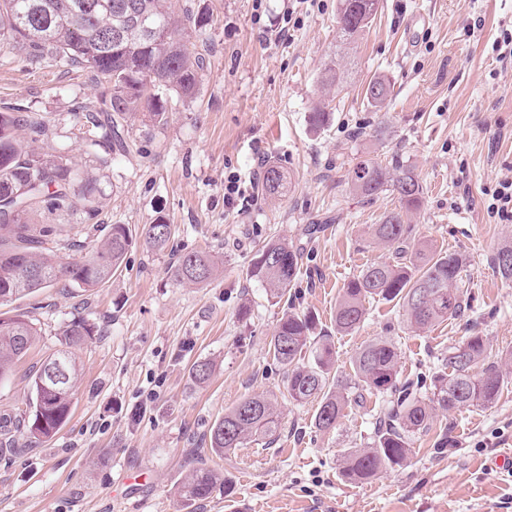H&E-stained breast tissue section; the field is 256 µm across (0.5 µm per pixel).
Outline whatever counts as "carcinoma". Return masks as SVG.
Returning <instances> with one entry per match:
<instances>
[{"label": "carcinoma", "mask_w": 512, "mask_h": 512, "mask_svg": "<svg viewBox=\"0 0 512 512\" xmlns=\"http://www.w3.org/2000/svg\"><path fill=\"white\" fill-rule=\"evenodd\" d=\"M84 2L0 0V45L25 51L34 65L88 70L99 83V112L104 119L88 116L80 139L88 148L106 141L112 143V151H123V132L132 118L141 114L144 126L161 128L169 121L172 97H195L206 59L188 49L184 34L191 27H207L210 16L194 11L183 0H95L98 7L93 12L81 10ZM379 6L380 0H339L336 54L362 37ZM344 79L345 71L335 59L319 75L324 89ZM389 94L386 80L369 81L366 98L370 104L382 103ZM20 125L16 113L0 112V199L8 197L16 185L29 186L25 197L13 203V212L0 211V229L15 231V242L0 243V306L52 288L62 279L86 290L97 288L121 268L133 244L129 227L114 224L89 256L62 265L38 237L27 233L29 216L45 209L65 211L77 197L88 215L98 214L102 189L95 177H82L68 163L34 152L29 141L18 137ZM348 184L354 194L370 200L392 195L398 208L371 229V243L394 248L392 260L372 263L344 284L336 303V331L348 334L359 329L366 319V304L376 299L396 302L404 321L415 329L462 316L470 306L466 258L458 252L437 253L425 242L411 241L410 220L423 199V187L413 168L397 159L386 163L365 155L348 171ZM261 189L272 198L286 195L288 181L281 167L271 161L266 164ZM171 235L172 226L161 219L142 228L145 243L153 248H163ZM301 259L300 252L287 242L270 240L256 251L250 274L268 288L271 297L282 298L300 274ZM493 264L503 279L512 281L511 244L498 249ZM217 266V257L190 252L176 259L172 274L181 283L199 285L212 279ZM315 328L312 314L288 311L275 327L269 350L286 369L284 389L289 401L318 402L314 422L320 431L335 429L348 405L362 406L372 396L381 398L375 407L372 441L343 454L345 477L358 483L407 465L412 437L428 430L438 412L493 404L504 383V366L512 362L510 355L500 364H484V338L467 336L442 356L431 392L423 397L421 381L400 380L396 345L374 339L350 358V380L332 384L336 351L328 337L314 334ZM92 334L93 327L83 318L64 324L60 349L31 376L29 412L18 420L15 431L29 439L48 438L66 423L79 377L74 348ZM36 336L31 321L0 316V382L8 379ZM307 351L312 361L306 363L302 354ZM58 364L63 380L40 386L48 368ZM211 373L207 360L191 366L197 384L207 382ZM280 427L278 404L264 395H250L212 425L209 448L224 454L253 437L273 438ZM221 487L229 489L224 474L203 463L179 495L187 502H202Z\"/></svg>", "instance_id": "obj_1"}]
</instances>
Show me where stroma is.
Masks as SVG:
<instances>
[{"instance_id": "obj_1", "label": "stroma", "mask_w": 512, "mask_h": 512, "mask_svg": "<svg viewBox=\"0 0 512 512\" xmlns=\"http://www.w3.org/2000/svg\"><path fill=\"white\" fill-rule=\"evenodd\" d=\"M192 3L211 17L205 30L185 34L207 63L195 99L174 104L168 124L155 130L131 119L128 153L105 167L72 135L81 107L96 97L91 73L31 65L0 46V111L42 119L47 134L37 151L93 173L103 192L96 217L78 200L36 217V233L57 260L89 255L114 224L137 232L160 217L174 229L160 250L136 241L99 288L61 283L0 309L38 331L0 383V422L25 412L29 375L59 349L67 320L102 329L75 351L80 375L67 422L52 437L31 443L22 436L19 450H0V512H512V476L489 467L512 450V365L496 403L436 417L414 436L406 467L361 484L344 477L342 455L370 443L372 408L349 406L335 430L319 431L316 403L289 402L284 369L269 350L291 309L316 315L344 370L376 338L398 347L404 378L431 376L449 347L475 333L490 360L512 353V282L492 264L512 243V223L492 208L498 182L512 179V65L492 50L512 26V0H382L362 39L343 51L346 82L329 93L318 76L336 48L338 0ZM289 10L298 24L284 33ZM376 77L391 85L378 107L365 97ZM319 102L331 119L315 130L308 115ZM366 154L414 168L424 189L414 236L465 256V315L416 330L399 306L376 300L358 331L336 333L343 284L391 255L367 238L395 199L368 201L347 184ZM261 158L286 172L288 194L258 192L245 208L226 205L225 176L250 181ZM271 239L302 253L284 302L249 274L253 255ZM201 250L223 256V268L204 285L177 282L174 260ZM204 359L213 373L199 385L189 369ZM255 393L282 412L275 440L211 454V425ZM203 461L232 488L190 505L178 490Z\"/></svg>"}]
</instances>
